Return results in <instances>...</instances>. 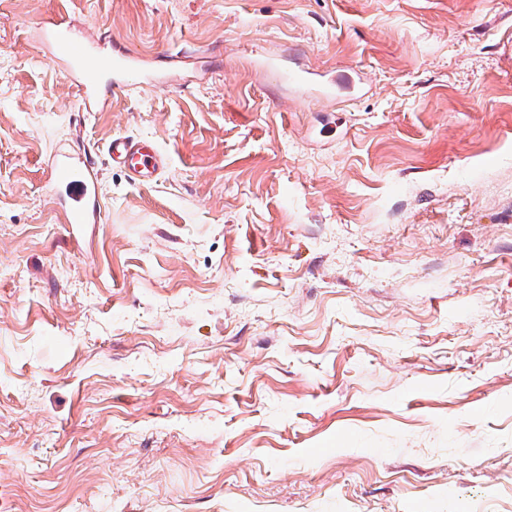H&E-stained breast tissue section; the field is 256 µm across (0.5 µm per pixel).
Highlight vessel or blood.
I'll return each mask as SVG.
<instances>
[{"label": "vessel or blood", "mask_w": 512, "mask_h": 512, "mask_svg": "<svg viewBox=\"0 0 512 512\" xmlns=\"http://www.w3.org/2000/svg\"><path fill=\"white\" fill-rule=\"evenodd\" d=\"M42 34L51 54L68 69L76 83L85 111L101 107L108 95L125 91L130 76H137L144 85L168 82L170 56H162L152 69H144L138 56L127 49L111 46L100 52L98 34L76 35L68 13H59L46 25ZM112 164L125 169L128 178L137 183L152 182L164 169L166 158L152 141L133 135H117L106 144ZM53 196L69 215L73 224H94L100 221V170L92 152L69 148L49 159Z\"/></svg>", "instance_id": "1"}]
</instances>
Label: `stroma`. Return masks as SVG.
<instances>
[{"label":"stroma","mask_w":512,"mask_h":512,"mask_svg":"<svg viewBox=\"0 0 512 512\" xmlns=\"http://www.w3.org/2000/svg\"><path fill=\"white\" fill-rule=\"evenodd\" d=\"M61 8L186 85L84 111ZM0 512H512V0H0ZM112 165L125 169L128 178L137 183L152 182L164 169L166 158L152 141L133 135H117L106 144ZM54 199L69 215L71 224H95L100 221V170L94 154L77 152L72 146L48 160Z\"/></svg>","instance_id":"35a3bbf8"}]
</instances>
